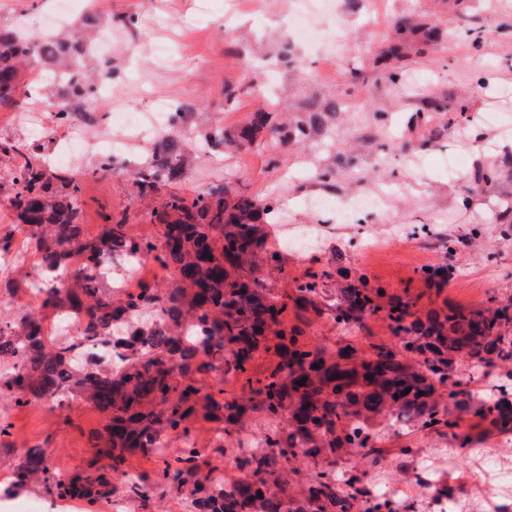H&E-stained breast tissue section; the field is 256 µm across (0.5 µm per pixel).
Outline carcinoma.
I'll use <instances>...</instances> for the list:
<instances>
[{
  "label": "carcinoma",
  "mask_w": 512,
  "mask_h": 512,
  "mask_svg": "<svg viewBox=\"0 0 512 512\" xmlns=\"http://www.w3.org/2000/svg\"><path fill=\"white\" fill-rule=\"evenodd\" d=\"M91 41L90 32L76 40L58 34L36 42L0 31V103L13 101L22 66L35 55L58 66L51 84L62 86L59 98H92L113 70L107 62L84 73L80 58ZM341 111V101L313 96L304 117L288 124L284 139L302 147L311 136L328 134ZM198 118L193 105L179 104L171 130L154 138L137 173L139 195L178 181L202 152L243 148L266 129L278 132L271 113L260 109L233 134L222 126L206 132V147L199 150L187 136ZM22 147L0 140L1 153L15 152L25 160L12 178V204L39 254L41 279L33 287L45 295L43 305L70 311L78 324L64 341L44 335L32 313L0 326V404L91 402L108 418L94 462L106 458L110 464L66 478L49 469L41 448H32L16 468L17 485L35 480L50 494L93 500L117 491L107 470L122 472L127 456L140 452L159 457L163 479L190 500L192 512H393L387 500L367 497L360 476L336 480V458L344 453L355 451L372 467L379 463L383 435L373 420L448 435L460 451L475 443L474 434L462 430L465 415L477 427L512 434V301L450 308L421 319L412 297L391 295L364 273L352 279L340 270L344 284L329 305L334 321L347 324L381 314L394 336L414 345L416 357L384 343L368 351L350 342L335 350L313 345L305 342L300 326L285 325L284 313L291 305L302 317L314 298L327 293L333 273L296 280L290 293L266 287L257 258L265 248L263 220L275 213L270 201L220 184L189 198L171 196L155 212L163 226L159 244L121 222L104 225L100 236L89 240L78 204L82 174L49 175ZM503 177H512V154L470 174L463 202ZM141 255L170 270V289L160 293L142 282L123 296L98 278L114 258ZM70 264L75 265L70 283H55L53 271ZM87 333L105 345L123 342L135 354L112 366L83 369L75 338ZM261 351L277 361L257 374L251 363ZM472 364L499 370L486 402L475 401L460 379L462 368ZM210 373L218 384L212 391L201 379ZM226 374L240 392L224 388ZM249 413L257 415L263 431L244 446L238 433ZM199 418L215 424L218 448L238 449L245 480L223 482L200 473L193 433ZM170 438L180 447L169 454ZM299 462L307 463L312 475L298 491L291 474ZM155 487L143 475L128 480L125 490L145 502Z\"/></svg>",
  "instance_id": "1"
}]
</instances>
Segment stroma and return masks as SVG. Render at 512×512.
<instances>
[{"instance_id": "obj_1", "label": "stroma", "mask_w": 512, "mask_h": 512, "mask_svg": "<svg viewBox=\"0 0 512 512\" xmlns=\"http://www.w3.org/2000/svg\"><path fill=\"white\" fill-rule=\"evenodd\" d=\"M72 0L69 13H60L59 0H0V29L32 39L53 34L58 26L80 31L87 16H95L102 34L112 42L116 78L110 96L102 101H81L82 121L91 135L108 133L115 110L145 111L153 93L186 101L208 116L197 126L203 139L207 126L235 131L252 112H272L282 122L284 111H300L310 96L344 100L346 110L326 138H314L294 149L270 134L255 146L224 154L189 167L181 179L143 199L138 195L133 170L115 167L99 171L100 154L80 160L84 172L79 205L84 234L100 235L106 220L129 224L138 235L155 237L160 227L154 212L169 194L185 196L224 183L238 192L276 200L281 221L266 225L265 247L274 250L286 227L306 226L314 235L307 252L285 251L284 274H269L265 282L275 291L291 289L294 279L344 267L350 274H366L389 293L416 297V314L451 304L470 307L512 297V226L496 223L512 182L486 189L462 203L455 175L448 172L449 156L467 158V171L512 153V0H334L337 17L347 31L345 43L335 47L336 68L318 76L317 56L298 49V61H282L288 40V12L294 0ZM136 15L134 27L122 26L121 16ZM413 16L418 24L436 28L440 37L431 45L410 38L403 63L409 87L393 84L375 63L388 45L395 18ZM193 37L195 59H173L158 67L151 44L163 38ZM42 62L26 67L14 100L0 104V138L38 149L54 157V141L35 138L22 115L29 109L31 77ZM441 102L429 123L419 122L428 100ZM466 112H459V105ZM497 121H489V114ZM352 165H344V158ZM370 191L384 199L382 208L347 221L336 212L318 208L316 199L341 201ZM480 229L482 235L448 253V238ZM14 237L22 250V265L0 272V315L33 312L53 334L59 311L41 304L28 292L35 279L39 255L25 240ZM451 267L455 274L444 290L423 281L422 267ZM317 314L305 328L308 341L335 346L352 340L360 349L370 344H396L388 323L371 319L366 328L336 326L316 298ZM10 426L6 446H0V512H16L19 504L37 502L41 512H113L111 498L61 501L42 486L14 488V471L33 445L46 451L51 469L74 477L84 474L95 458L96 437L107 423L93 404L70 400L60 406L32 403L0 413ZM413 456L400 455L403 446ZM451 439L437 434H399L382 442L381 463L393 480L409 489L415 512H435L416 489L430 448L452 447Z\"/></svg>"}]
</instances>
